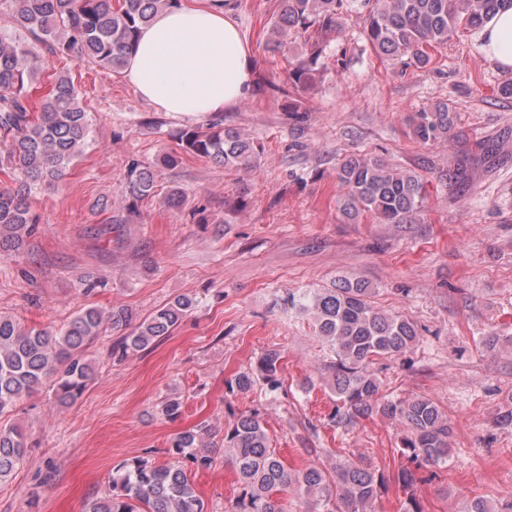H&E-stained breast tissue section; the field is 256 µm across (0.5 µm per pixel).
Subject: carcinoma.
Here are the masks:
<instances>
[{"mask_svg": "<svg viewBox=\"0 0 512 512\" xmlns=\"http://www.w3.org/2000/svg\"><path fill=\"white\" fill-rule=\"evenodd\" d=\"M8 4L12 29H0V144L15 183L0 188V255L19 250L36 231L39 216L29 201L32 187L58 180L81 152L90 135L88 113L71 74L53 78L39 102L30 89L42 74V56L31 42L52 55L71 56L121 73L134 51L141 28L179 0H0ZM512 0H279L266 49L283 52L288 37L305 41L301 60L290 66L288 80L299 90L329 70L333 55L328 36L339 31L345 16L363 14V50L393 66L422 69L432 52L444 47L459 29L475 30ZM406 122L424 146L451 140L455 113L445 101L411 113ZM186 153L227 169L250 170L260 164L264 145L239 132L210 124L206 131L185 128L178 135ZM342 215L352 221L371 217L382 224H411L426 203L428 180L369 153L352 154L336 166ZM150 167L132 163L127 170L123 203L133 208L152 195ZM375 289L360 277H344L326 287L289 293L288 310L308 317L314 335L333 357L336 405L328 422L347 428L361 418L380 414L407 429L398 452L405 464L393 478L365 461L311 466L291 472L275 449L255 411L239 414L224 429V459L234 470L238 493L229 512H288L277 494L292 490L305 504L303 512H375V503L390 483L404 494L400 512H425L416 492L437 468L448 465L453 434L447 415L428 398H394L380 394L374 364L400 356L420 342L409 318L378 308ZM199 301L187 295L138 320L127 308L104 312L85 308L56 328H24L0 316V415L46 387L59 406L72 404L95 370L85 355L88 344L112 329H124L116 353L124 357L169 335ZM281 353L269 349L254 366L233 376L230 392H249L262 384L281 388ZM184 402L168 396L160 414L179 418ZM216 429L207 421L178 433L167 448L176 459L159 465L134 457L115 467L108 494L89 503L85 512H206L186 467L207 470L216 464L211 448ZM25 434L0 425V483L12 478L26 460ZM467 512H512V497L494 503L478 496Z\"/></svg>", "mask_w": 512, "mask_h": 512, "instance_id": "1", "label": "carcinoma"}]
</instances>
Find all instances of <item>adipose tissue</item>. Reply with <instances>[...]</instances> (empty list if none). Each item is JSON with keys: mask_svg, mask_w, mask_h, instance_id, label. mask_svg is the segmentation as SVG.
<instances>
[{"mask_svg": "<svg viewBox=\"0 0 512 512\" xmlns=\"http://www.w3.org/2000/svg\"><path fill=\"white\" fill-rule=\"evenodd\" d=\"M485 56L512 68V7L480 28ZM253 61L224 0H179L141 28L125 76L144 101L176 114L220 113L246 99Z\"/></svg>", "mask_w": 512, "mask_h": 512, "instance_id": "ef3b65f1", "label": "adipose tissue"}]
</instances>
